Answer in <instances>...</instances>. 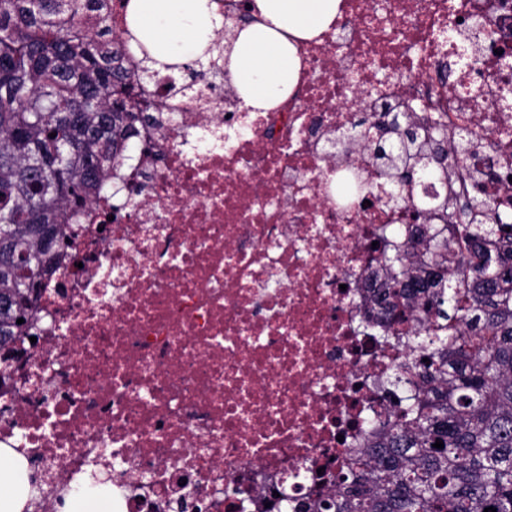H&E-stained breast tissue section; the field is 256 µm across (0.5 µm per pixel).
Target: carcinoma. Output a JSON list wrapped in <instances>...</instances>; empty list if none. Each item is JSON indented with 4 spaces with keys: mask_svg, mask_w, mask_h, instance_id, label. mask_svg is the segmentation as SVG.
Returning a JSON list of instances; mask_svg holds the SVG:
<instances>
[{
    "mask_svg": "<svg viewBox=\"0 0 512 512\" xmlns=\"http://www.w3.org/2000/svg\"><path fill=\"white\" fill-rule=\"evenodd\" d=\"M132 40L128 29L114 37L112 0H0V349L33 319L42 280L70 247L65 226L112 195L134 160L131 139L156 123L134 89L173 74L149 68V50ZM196 64L185 90L221 72L214 60ZM415 118H361L336 140L348 153L376 139L387 201L441 220L403 230L423 245L417 259L393 229L378 235L375 315L361 325L407 351L382 379L403 397L393 418L367 422L332 486L295 512H512V220L482 223L493 205L473 196L474 221L459 223L452 197L420 184L425 170L448 183L470 142L450 149L440 119Z\"/></svg>",
    "mask_w": 512,
    "mask_h": 512,
    "instance_id": "cac0c4a2",
    "label": "carcinoma"
}]
</instances>
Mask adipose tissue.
<instances>
[{
	"mask_svg": "<svg viewBox=\"0 0 512 512\" xmlns=\"http://www.w3.org/2000/svg\"><path fill=\"white\" fill-rule=\"evenodd\" d=\"M341 0H253L252 18L224 29L214 0H130L128 25L151 44V68L184 66L202 57L223 64L244 105L272 107L294 86L296 43L328 30ZM223 38H216L217 29ZM29 495L27 466L0 448V512H22Z\"/></svg>",
	"mask_w": 512,
	"mask_h": 512,
	"instance_id": "adipose-tissue-1",
	"label": "adipose tissue"
}]
</instances>
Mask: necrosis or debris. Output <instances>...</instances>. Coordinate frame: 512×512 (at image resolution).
I'll return each instance as SVG.
<instances>
[{"mask_svg":"<svg viewBox=\"0 0 512 512\" xmlns=\"http://www.w3.org/2000/svg\"><path fill=\"white\" fill-rule=\"evenodd\" d=\"M290 95L251 112L220 78L152 82L138 158L86 206L0 376V447L55 490L106 481L112 512H278L392 417L402 347L360 330L386 202L367 142L383 107L473 136L465 194L512 209V0H342L297 44Z\"/></svg>","mask_w":512,"mask_h":512,"instance_id":"obj_1","label":"necrosis or debris"}]
</instances>
